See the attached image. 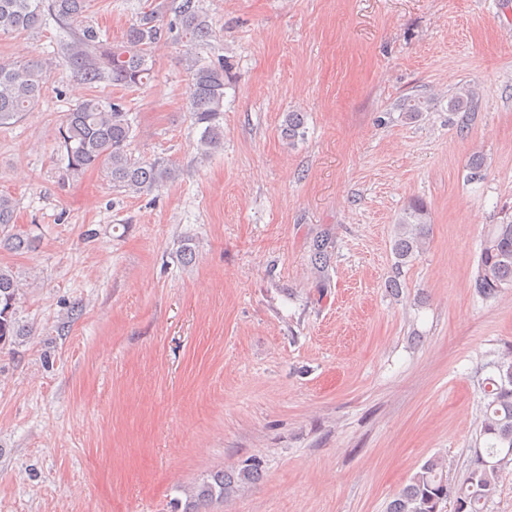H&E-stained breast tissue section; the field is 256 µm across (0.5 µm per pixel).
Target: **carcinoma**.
Segmentation results:
<instances>
[{
  "mask_svg": "<svg viewBox=\"0 0 512 512\" xmlns=\"http://www.w3.org/2000/svg\"><path fill=\"white\" fill-rule=\"evenodd\" d=\"M170 10L178 29L192 50L184 62L188 73L187 111L202 128L198 140L200 154L207 157L224 147V87L228 79L224 64L200 56L195 48L213 36L209 15L202 0H174ZM52 19L66 33L56 44V55L65 59L74 76L90 89L102 86L140 88L152 77L154 53L164 39L163 7L147 4L128 26L122 40L112 41L87 15V0H0V34L38 29ZM52 62L25 59L0 63V127L17 123L39 100ZM475 93L461 89L448 103L451 112L472 106ZM135 116L121 98L105 99L89 94L64 114L58 131L57 151L65 164V176L78 178L94 168L103 169L115 188L136 194L158 191L177 177L169 162L156 158L138 160L132 156ZM304 116L287 112L281 135L293 144L303 137ZM470 179H484L487 159L472 155ZM13 198L0 194V248L15 252L35 248L36 238L21 233H4L15 224ZM398 232L392 242L395 261L388 287L401 288L403 268L423 251L430 216L427 206L415 201L397 218ZM335 249L327 235L312 244L310 260L315 269L330 263ZM475 293L487 300L512 288V221L490 224L484 234ZM21 288L12 271L0 267V348L16 343L27 331L16 316ZM497 374L487 378L485 409L479 431L483 447L475 449V459L463 483L455 490L448 486V465L439 457L427 459L390 502L389 512H438L440 503L455 494L456 512H483L484 505L498 491L505 469L512 466V360L496 365ZM262 462L247 461L236 473L216 471L186 490L183 510L202 512L210 503L224 499L234 483H248L260 475Z\"/></svg>",
  "mask_w": 512,
  "mask_h": 512,
  "instance_id": "obj_1",
  "label": "carcinoma"
}]
</instances>
